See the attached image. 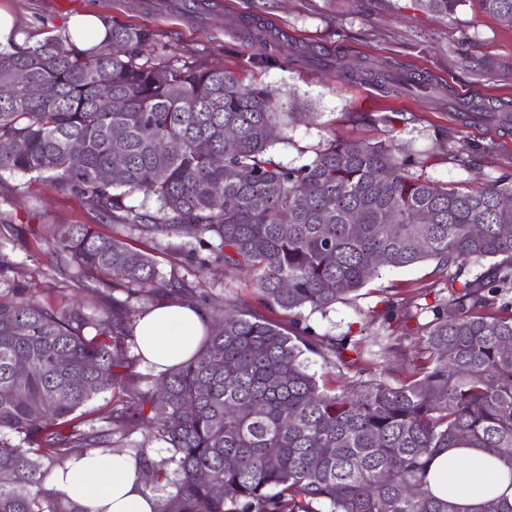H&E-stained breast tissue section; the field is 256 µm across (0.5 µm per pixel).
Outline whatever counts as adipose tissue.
<instances>
[{
    "label": "adipose tissue",
    "instance_id": "obj_1",
    "mask_svg": "<svg viewBox=\"0 0 512 512\" xmlns=\"http://www.w3.org/2000/svg\"><path fill=\"white\" fill-rule=\"evenodd\" d=\"M110 29L99 13L86 9L69 16L62 37L86 52L99 48ZM204 331V318L195 305L166 300L138 318L133 334L145 362L161 373L191 358ZM143 481L134 459L93 448L70 459L65 471L58 473L55 489L84 512H154L156 502L144 497ZM427 481L436 497L458 506L460 512H474L495 497L512 502V467L478 448H450L436 454Z\"/></svg>",
    "mask_w": 512,
    "mask_h": 512
}]
</instances>
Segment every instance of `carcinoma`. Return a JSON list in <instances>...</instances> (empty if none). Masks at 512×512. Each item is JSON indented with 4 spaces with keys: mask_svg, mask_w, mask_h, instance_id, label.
I'll list each match as a JSON object with an SVG mask.
<instances>
[{
    "mask_svg": "<svg viewBox=\"0 0 512 512\" xmlns=\"http://www.w3.org/2000/svg\"><path fill=\"white\" fill-rule=\"evenodd\" d=\"M420 2L452 17L466 0ZM477 2L512 25V0ZM152 42L150 29L123 24L90 55L54 37L0 51V180L45 175L93 198L100 217L155 239L191 228L207 256L166 250L199 273L213 263L246 273L258 303L290 318L292 332L204 294L207 330L195 354L144 391L121 373L136 361L132 301L183 299L193 283L95 224L52 225L50 270L92 295L104 287L116 295L109 311L43 305L15 282L0 289V512H83L54 492L58 471L80 449L139 429L135 458L152 479L157 512H457L428 488L434 455L481 448L512 467V350L504 348L512 314L493 311L512 292V207L500 205L512 181L460 189L386 143L336 137L311 162L288 166L272 152L276 132L307 113L224 68L137 63ZM350 70L390 78L383 67ZM437 145L469 164L453 134ZM117 157L122 177L101 182ZM135 193L156 210L129 204ZM25 237L0 216L1 277L22 273L1 248ZM498 256L425 307L432 318L421 363L396 385L357 368L359 343L300 326L304 309L327 311L384 265L431 258L448 270ZM308 353L357 369L359 379L327 390L309 372ZM99 397L97 416L85 419ZM153 443L167 455L151 458ZM33 456L46 465L34 467Z\"/></svg>",
    "mask_w": 512,
    "mask_h": 512,
    "instance_id": "cac0c4a2",
    "label": "carcinoma"
}]
</instances>
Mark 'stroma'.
Here are the masks:
<instances>
[{
    "instance_id": "35a3bbf8",
    "label": "stroma",
    "mask_w": 512,
    "mask_h": 512,
    "mask_svg": "<svg viewBox=\"0 0 512 512\" xmlns=\"http://www.w3.org/2000/svg\"><path fill=\"white\" fill-rule=\"evenodd\" d=\"M206 14L192 16L186 0H0L18 16L27 39L60 37L69 15L92 8L112 23H135L151 29L154 59L193 68L223 67L244 83H258L290 96L306 122L280 132L274 151L285 163H309L328 139L386 142L399 155L426 160L431 179L473 186L512 175V124L490 119L475 123L463 117L455 100H474L496 107L512 104V25L483 13L476 0H466L456 15L443 18L426 12L419 0H207ZM265 31L266 43L254 40ZM397 65L396 81L378 85L371 78L349 76L353 59ZM490 62L492 73L481 66ZM449 130L472 150L470 167L445 160L436 138ZM0 211L12 223L32 231L28 246L10 251L23 263L20 280L36 290L44 304H59L60 277L49 274L53 254L39 233L49 224H100L102 232L155 255L162 272L170 259L158 241L100 223L91 198L60 189L50 180L18 173L0 181ZM487 261L442 270L434 260L405 268H382L364 288L327 312L304 311L306 325L317 333L348 336L372 345L373 370L398 383L409 376L423 340L424 318L416 308L447 297L451 281L475 278ZM194 279L198 290L254 305L249 279L211 265L202 277L192 268H175ZM411 311L391 325L402 355L382 350L376 335L387 301Z\"/></svg>"
}]
</instances>
